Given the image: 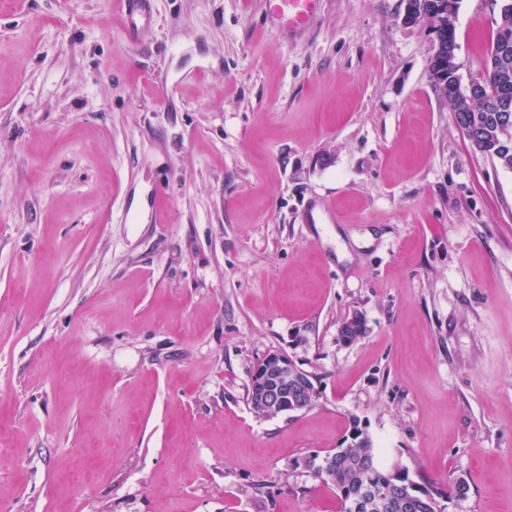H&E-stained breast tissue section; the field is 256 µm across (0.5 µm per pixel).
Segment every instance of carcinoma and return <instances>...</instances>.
Listing matches in <instances>:
<instances>
[{
	"mask_svg": "<svg viewBox=\"0 0 512 512\" xmlns=\"http://www.w3.org/2000/svg\"><path fill=\"white\" fill-rule=\"evenodd\" d=\"M505 43L512 47V25L505 30H495L490 55L477 80L484 94L469 105L465 116L468 124L478 133L477 140L471 143L473 149L512 171V145H503L502 113L497 111L501 89L499 52ZM365 331L364 318L356 313L343 322L341 333L352 341L364 335ZM347 441L345 447L335 449L336 458L331 471H312L315 478L336 488L340 512H352L350 497L360 495L367 489L385 491L399 498L413 492L415 481L409 473L399 477L394 475L393 469L382 466L377 460L373 442L366 433L360 430L357 435L347 438ZM424 490L425 496L417 500L414 512H446L445 501L467 497L469 486L464 480L458 479L446 489L426 486Z\"/></svg>",
	"mask_w": 512,
	"mask_h": 512,
	"instance_id": "1",
	"label": "carcinoma"
}]
</instances>
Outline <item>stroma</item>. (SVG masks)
<instances>
[{
	"instance_id": "stroma-1",
	"label": "stroma",
	"mask_w": 512,
	"mask_h": 512,
	"mask_svg": "<svg viewBox=\"0 0 512 512\" xmlns=\"http://www.w3.org/2000/svg\"><path fill=\"white\" fill-rule=\"evenodd\" d=\"M0 0V512H337L351 424L446 512H512V171L404 0ZM498 0H460L462 83ZM363 315L348 341L343 322ZM313 377L289 418L257 361ZM118 3L124 12L129 35H137L141 29L151 24L152 15L142 8L149 4V0H122ZM273 25L288 35L304 32L317 15L323 0H267ZM310 373L287 354L274 350L258 361L252 371L250 388L254 403L271 417L290 416L304 408L302 387L308 388Z\"/></svg>"
}]
</instances>
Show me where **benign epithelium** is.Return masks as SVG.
<instances>
[{"instance_id": "7a95c632", "label": "benign epithelium", "mask_w": 512, "mask_h": 512, "mask_svg": "<svg viewBox=\"0 0 512 512\" xmlns=\"http://www.w3.org/2000/svg\"><path fill=\"white\" fill-rule=\"evenodd\" d=\"M459 0H406L403 23L424 22L431 35L429 75L433 85L448 99L471 100L482 94L476 84L462 86L456 62V45L448 40L456 29ZM310 373L287 354L274 350L258 361L252 371L250 388L254 403L272 417L288 416L304 408L302 388Z\"/></svg>"}]
</instances>
